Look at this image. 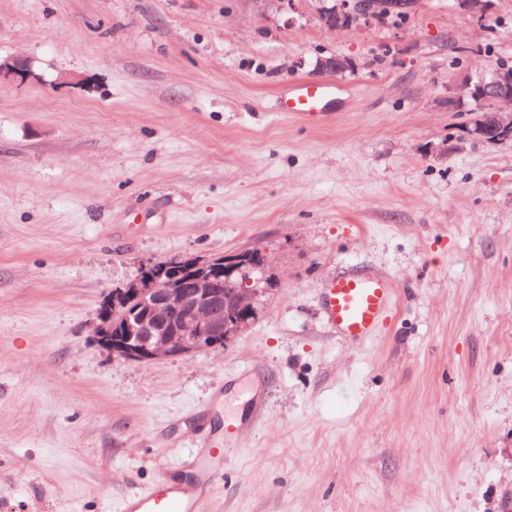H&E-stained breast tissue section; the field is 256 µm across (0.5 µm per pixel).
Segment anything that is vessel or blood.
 <instances>
[{
  "mask_svg": "<svg viewBox=\"0 0 512 512\" xmlns=\"http://www.w3.org/2000/svg\"><path fill=\"white\" fill-rule=\"evenodd\" d=\"M332 84L323 79L301 81L287 95L278 96L275 109L302 119L323 117ZM394 292L382 276L343 273L331 278L323 292L322 312L340 336L364 343L380 328L393 304ZM242 429L234 417L224 419L221 435L200 429L194 446V466L187 475H165L130 492L120 512H200L224 479L225 442L239 436Z\"/></svg>",
  "mask_w": 512,
  "mask_h": 512,
  "instance_id": "vessel-or-blood-1",
  "label": "vessel or blood"
}]
</instances>
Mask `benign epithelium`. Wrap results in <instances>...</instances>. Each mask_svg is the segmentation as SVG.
<instances>
[{
  "mask_svg": "<svg viewBox=\"0 0 512 512\" xmlns=\"http://www.w3.org/2000/svg\"><path fill=\"white\" fill-rule=\"evenodd\" d=\"M318 16L329 29L332 17H349L345 28L384 24L391 14L407 11L412 0H319ZM351 67L347 58L331 57L319 69L340 73ZM29 67L21 57L0 61V77L24 79ZM467 96L493 128L494 143L512 142V72L494 69L467 81ZM266 259L258 250L213 257L184 256L169 262L149 263L139 276L103 299L95 319L94 336L115 358L154 361L189 355L224 345L257 314L263 289ZM131 299L146 311L143 318H116Z\"/></svg>",
  "mask_w": 512,
  "mask_h": 512,
  "instance_id": "obj_1",
  "label": "benign epithelium"
}]
</instances>
